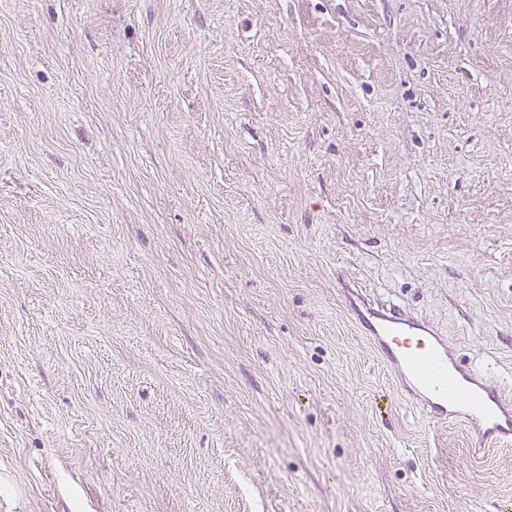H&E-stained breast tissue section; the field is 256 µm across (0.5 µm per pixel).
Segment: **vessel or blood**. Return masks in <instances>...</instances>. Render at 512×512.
Listing matches in <instances>:
<instances>
[{
	"instance_id": "obj_1",
	"label": "vessel or blood",
	"mask_w": 512,
	"mask_h": 512,
	"mask_svg": "<svg viewBox=\"0 0 512 512\" xmlns=\"http://www.w3.org/2000/svg\"><path fill=\"white\" fill-rule=\"evenodd\" d=\"M345 292L357 328L411 406L432 423L463 425L477 454L512 442V396L464 364L431 323L354 286Z\"/></svg>"
}]
</instances>
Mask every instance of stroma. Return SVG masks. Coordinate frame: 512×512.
I'll return each mask as SVG.
<instances>
[{"mask_svg":"<svg viewBox=\"0 0 512 512\" xmlns=\"http://www.w3.org/2000/svg\"><path fill=\"white\" fill-rule=\"evenodd\" d=\"M342 276L512 392V0H0V512H512Z\"/></svg>","mask_w":512,"mask_h":512,"instance_id":"1","label":"stroma"}]
</instances>
